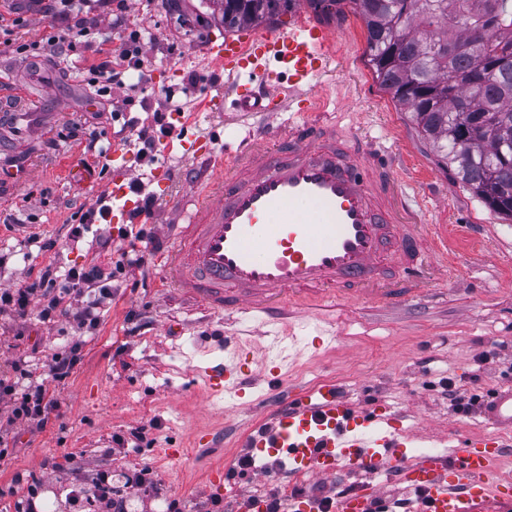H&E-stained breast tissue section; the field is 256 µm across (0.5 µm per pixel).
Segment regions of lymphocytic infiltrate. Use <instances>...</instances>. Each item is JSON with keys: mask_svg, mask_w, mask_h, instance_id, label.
I'll list each match as a JSON object with an SVG mask.
<instances>
[{"mask_svg": "<svg viewBox=\"0 0 512 512\" xmlns=\"http://www.w3.org/2000/svg\"><path fill=\"white\" fill-rule=\"evenodd\" d=\"M44 15L65 16L71 23L63 34L51 36L52 44H75L88 32L100 29L102 19L96 10L105 0H39ZM119 44L113 48L96 46L98 62L88 67L89 86L99 96H110L113 89L127 86L130 75H144L146 37L138 19L125 21L118 36ZM123 237L134 240L130 250L122 252L110 267L97 263L60 269L46 265L37 274L26 275L20 287L0 289V315L16 322L38 319L55 325L64 321L83 333L94 332L100 321V309L111 298L110 282L126 268L140 265L144 256L136 247L143 241V231L126 227ZM30 375L28 362L14 361L10 372L0 375V402L9 403L8 423L26 422L33 428H43L55 403L48 399L45 383L22 387L23 379Z\"/></svg>", "mask_w": 512, "mask_h": 512, "instance_id": "obj_1", "label": "lymphocytic infiltrate"}]
</instances>
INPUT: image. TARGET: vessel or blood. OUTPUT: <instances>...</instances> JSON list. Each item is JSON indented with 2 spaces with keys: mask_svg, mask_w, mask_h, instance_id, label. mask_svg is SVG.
Returning a JSON list of instances; mask_svg holds the SVG:
<instances>
[{
  "mask_svg": "<svg viewBox=\"0 0 512 512\" xmlns=\"http://www.w3.org/2000/svg\"><path fill=\"white\" fill-rule=\"evenodd\" d=\"M333 28L307 20L259 33L245 27L209 42L205 57L235 82L233 97L210 96L214 112H258L288 119L287 141L267 145L245 137L216 158L212 142L185 147L194 159L215 160L211 199L182 203L186 232L164 264L176 288L225 313L276 315L321 297H372L398 304L419 293L420 266L438 251L422 237L423 216L405 218L395 204L394 179L375 148L349 155L335 125L310 120L313 91L334 61ZM107 191L118 206L109 219L131 224L141 200L126 175ZM395 287L382 285L385 270ZM214 393L239 400L267 383L265 415L237 440L240 448L267 449L283 470L264 472L277 484L281 472L323 483L337 474L356 478L354 491L335 496L334 512H372L383 498L381 474L409 494L407 512H512V480L500 470L512 464V387L497 393L480 415L491 434L467 439L450 451L409 456L414 438L395 415L356 409L345 390L326 380L294 395L277 366L250 350L234 348L230 360L207 367ZM236 458L226 454L209 481L225 487L232 512H269L265 494L235 485ZM279 512H322L318 497L292 493Z\"/></svg>",
  "mask_w": 512,
  "mask_h": 512,
  "instance_id": "vessel-or-blood-1",
  "label": "vessel or blood"
}]
</instances>
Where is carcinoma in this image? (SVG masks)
Masks as SVG:
<instances>
[{"mask_svg":"<svg viewBox=\"0 0 512 512\" xmlns=\"http://www.w3.org/2000/svg\"><path fill=\"white\" fill-rule=\"evenodd\" d=\"M306 0L331 17L350 3L367 27L365 56L380 86L475 197L512 218V0ZM292 0H232L224 30L270 24ZM467 111H459L460 104ZM464 129L476 132L467 151Z\"/></svg>","mask_w":512,"mask_h":512,"instance_id":"1","label":"carcinoma"}]
</instances>
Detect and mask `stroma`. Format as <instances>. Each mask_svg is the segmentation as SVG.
I'll list each match as a JSON object with an SVG mask.
<instances>
[{
    "mask_svg": "<svg viewBox=\"0 0 512 512\" xmlns=\"http://www.w3.org/2000/svg\"><path fill=\"white\" fill-rule=\"evenodd\" d=\"M127 6L154 42L146 48L150 91L133 93L124 118L148 125L156 110L183 115L172 121L171 135L161 137L152 163L141 158L140 144L122 120H111L109 101L86 85L78 51L66 60L49 54L48 68L35 73L14 56L12 44L0 40V68L14 77L0 87V99L17 112L52 115L37 141L18 144L30 157L27 172L0 180V289L15 287L28 269L50 262L61 268L105 263L129 246L103 220L96 228L107 248L65 241L70 225L101 199L100 183L68 177L74 163L103 164L86 140L70 137L71 124L80 120L101 144L125 140L123 163L155 201L144 229L160 243L144 248L143 264L113 282L112 302L102 308L96 334L86 338L70 376L49 388L59 407L45 429L34 432L21 421L11 427L17 441L0 460V512H20L30 501L47 512L54 491L91 486L99 468L111 472L123 512H165L170 502L177 512H198L201 501L223 500V489L207 486L206 479L224 459L195 437L208 429L232 448L261 398L253 393L248 406L229 409L223 396L210 394L204 370L223 361L227 335L268 349L293 387L330 379L354 401L413 409L405 422L420 430L413 448L460 446L475 430L478 413L454 411L441 395V380L453 378L466 394L485 401L512 385V372L503 370L512 360V219L489 210L456 181L420 139L408 112L380 88L364 58L367 30L360 16L349 8L331 21L336 69L322 87L324 109L348 146L362 136L389 154L402 203L424 209L428 224L446 229L448 251L425 261V290L416 299L397 306L370 298L328 301L316 316L293 319L289 335L325 339L317 352L299 356L287 344H272L259 320L207 311L162 277L161 261L177 245V208L198 181L183 142L203 136L216 147L234 148L264 120L247 112L216 114L203 105L224 85L223 72L204 55L209 37L224 35L216 0H128ZM32 235L55 240V249L30 253ZM62 350L56 330L38 320H0V369L27 357L41 375ZM142 426L145 444L114 449L113 435ZM172 448L177 456H169ZM144 467L164 499L155 492L130 494L132 479Z\"/></svg>",
    "mask_w": 512,
    "mask_h": 512,
    "instance_id": "35a3bbf8",
    "label": "stroma"
}]
</instances>
